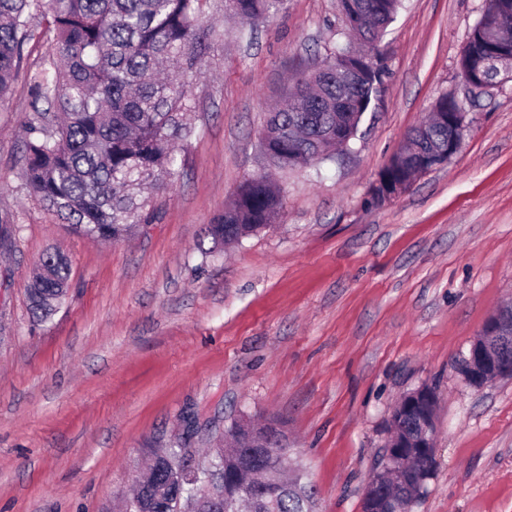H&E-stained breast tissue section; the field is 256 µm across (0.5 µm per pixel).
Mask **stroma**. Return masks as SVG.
<instances>
[{"label": "stroma", "instance_id": "35a3bbf8", "mask_svg": "<svg viewBox=\"0 0 512 512\" xmlns=\"http://www.w3.org/2000/svg\"><path fill=\"white\" fill-rule=\"evenodd\" d=\"M485 0H401L378 46L380 106L341 160L276 171L278 219L203 257L202 228L267 172L269 110L347 47L336 0H285L257 27L219 28L195 83V132L177 183L130 239L73 234L23 178L24 123L53 33L33 23L0 106V512H120L151 449L194 413L209 448L239 415L273 422L318 491V512H362L400 398L434 386L435 467L411 512H512V378L482 389L456 371L512 303V82L466 106L447 164L389 202L370 189L442 95ZM63 250L67 302L34 323L26 286Z\"/></svg>", "mask_w": 512, "mask_h": 512}]
</instances>
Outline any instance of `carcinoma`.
<instances>
[{
  "instance_id": "obj_1",
  "label": "carcinoma",
  "mask_w": 512,
  "mask_h": 512,
  "mask_svg": "<svg viewBox=\"0 0 512 512\" xmlns=\"http://www.w3.org/2000/svg\"><path fill=\"white\" fill-rule=\"evenodd\" d=\"M375 2L377 14L349 30L366 47L352 55L340 51L301 79L288 105L269 114L263 138L280 169L308 166L335 158L336 142L324 137L336 124V101H344L345 133L358 135L365 113L377 108L384 93V67L378 43L393 22L400 0H336L338 12H353ZM206 0H0V104L9 101L11 82L22 62V48L32 36L31 23L48 18L56 45L53 71L35 85V101L27 118L24 176L29 193L58 220L83 236L121 240L150 223L152 197L146 189L165 190L179 177L181 159L174 151L193 135V79L202 73L216 28L205 20ZM486 16L472 28L479 39L495 17L501 0H488ZM283 0H224V11L246 24L268 21ZM429 120L412 128L400 161L383 168L395 180L408 173V156L416 147L441 157L448 126L436 113L452 117L459 104L443 95ZM280 197L265 176L245 181L224 214L206 225L197 247L207 256L226 242L272 223ZM71 264L54 249L40 258L27 287L33 320L45 322L66 302ZM243 418L224 425L227 448L212 449L201 460L200 475L181 481L170 475V461L182 444L170 445L169 458H155L154 485L137 490L130 512H181L176 495L161 492L172 483L187 496L209 483L223 495L224 512H239V495L252 497L251 512H316L317 498L307 472L277 481L260 472L265 459L243 432ZM243 462L253 464L251 483L266 481L264 490L235 481ZM384 489L410 512L420 492L399 474H380Z\"/></svg>"
}]
</instances>
